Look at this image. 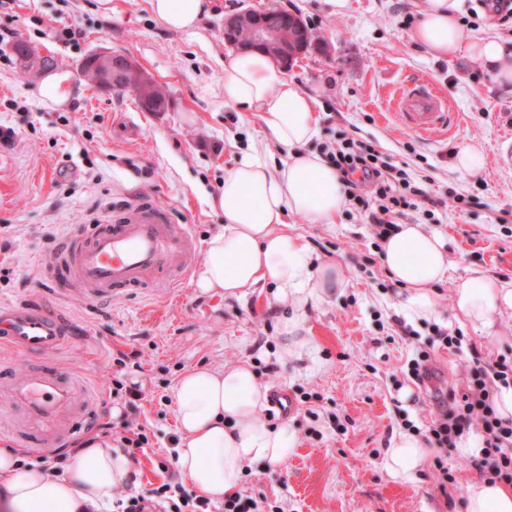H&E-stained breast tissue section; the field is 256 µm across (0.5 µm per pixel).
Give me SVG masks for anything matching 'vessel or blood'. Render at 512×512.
Returning a JSON list of instances; mask_svg holds the SVG:
<instances>
[{
	"instance_id": "b4317fda",
	"label": "vessel or blood",
	"mask_w": 512,
	"mask_h": 512,
	"mask_svg": "<svg viewBox=\"0 0 512 512\" xmlns=\"http://www.w3.org/2000/svg\"><path fill=\"white\" fill-rule=\"evenodd\" d=\"M397 107L406 128L420 134L435 131L450 117L443 101L423 84L404 88ZM190 244L185 225L173 223L169 212L152 201L141 200L99 217L56 256L45 275L56 288L77 284L88 299L95 300L140 286L150 274L173 266ZM70 334L64 320L36 303L20 310H0V344H8L24 358L42 359L22 376L7 380L6 397L23 416L22 434L40 436L47 451L59 448L57 425L75 399L73 384L47 357Z\"/></svg>"
}]
</instances>
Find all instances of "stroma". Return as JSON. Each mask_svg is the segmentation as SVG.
<instances>
[{
	"instance_id": "1",
	"label": "stroma",
	"mask_w": 512,
	"mask_h": 512,
	"mask_svg": "<svg viewBox=\"0 0 512 512\" xmlns=\"http://www.w3.org/2000/svg\"><path fill=\"white\" fill-rule=\"evenodd\" d=\"M427 0H349L336 14L329 0H205L193 31L179 32L154 17L149 0H9L0 8V128L14 136L0 146V307L11 309L40 295L68 319L77 341L51 354L59 372L80 384L78 401L92 404L76 440L93 436L96 419L123 410L110 397L120 371L119 354L136 353L142 385L133 424L145 427L150 445L135 467V488H152L170 476L165 466L180 435L174 388L196 368L224 369L250 363L268 389H281L291 410L261 420L286 423L297 435L295 453L275 468L247 466L240 490L267 497L285 512H464V491L477 473L464 448L448 451L456 481L439 490L433 463L417 481L392 479L385 454L403 420L428 425L436 406L405 375L414 348L428 344L436 328L463 333L464 351H436L432 367L441 388L462 387L471 352L492 361L512 353V309L494 315L492 331L467 322L454 306L456 283L481 271L512 284V168L495 165L500 138L512 131V94L491 84L466 54L436 59L417 45L406 14ZM249 9L299 14L312 45L286 71L288 80L317 104L318 134L308 151L343 137L376 139L387 162L408 163L416 179L432 178L437 190L455 189L467 199L436 212L428 228L448 240L447 281L435 287L430 318L401 319L399 292L375 246L367 217L346 207L332 224L287 216L321 261L342 266L343 287L298 308L275 301L270 289L246 298L201 293L194 277L208 242L224 222L211 201L224 172L256 147L280 155L266 142L256 113L224 103L225 16ZM78 21L84 36L65 43L57 30ZM24 40L56 69L71 74V98L56 105L38 92V78L14 50ZM109 49L132 57L166 88L164 111L143 110L132 92L89 84L81 65ZM431 84L456 118L447 133L423 136L395 115L399 89ZM467 145L485 160L464 174L454 154ZM167 209L194 240L181 267L149 277L148 284L118 296L89 301L63 292L45 278V267L67 238L96 214L139 196ZM298 316L297 329L283 319Z\"/></svg>"
}]
</instances>
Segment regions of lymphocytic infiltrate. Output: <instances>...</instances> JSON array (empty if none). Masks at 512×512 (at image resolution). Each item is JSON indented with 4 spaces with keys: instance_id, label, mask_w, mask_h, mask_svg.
Returning <instances> with one entry per match:
<instances>
[{
    "instance_id": "obj_1",
    "label": "lymphocytic infiltrate",
    "mask_w": 512,
    "mask_h": 512,
    "mask_svg": "<svg viewBox=\"0 0 512 512\" xmlns=\"http://www.w3.org/2000/svg\"><path fill=\"white\" fill-rule=\"evenodd\" d=\"M328 164L335 167L350 202L366 210L374 235L384 239L398 231L397 219L406 210L422 211L424 205H459L465 198L455 191L431 198L428 187L416 182L407 169L384 160L375 143L349 137L324 149ZM462 337L437 330L428 347L417 349L407 363V374L415 384L428 383L432 377L429 362L434 351L461 350ZM512 385V360L501 357L487 362L473 356L466 372L463 391L449 390L438 403V412L421 431L429 447L438 451L434 468L439 488H447L455 477L442 451L456 447L465 435H480L482 446L470 465L480 479L512 485V417L499 415L494 395L499 386ZM121 512H263L262 503L242 494L225 497L222 504L197 495L182 479L173 477L157 487L128 494L119 499Z\"/></svg>"
}]
</instances>
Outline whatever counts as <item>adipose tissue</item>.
<instances>
[{
	"mask_svg": "<svg viewBox=\"0 0 512 512\" xmlns=\"http://www.w3.org/2000/svg\"><path fill=\"white\" fill-rule=\"evenodd\" d=\"M154 15L175 31L196 27L203 0H150ZM414 30L416 43L436 58L466 51L487 79L512 86V42L498 35L473 38L462 26V0H427ZM224 102L258 113L265 139L285 149L273 163L258 150L243 153L225 171L216 204L224 225L210 239L194 279L199 291L241 299L260 287L275 300L304 304L342 287L340 267L316 263L307 243L289 231L287 215L315 224L334 223L347 205L344 184L334 167L305 146L318 133L314 102L259 51L229 54L224 61ZM381 260L400 287L398 305L407 315L426 318L435 311L433 289L448 277L447 242L420 224L402 225L382 244ZM455 307L468 321L488 328L500 308H512V287L476 272L457 283ZM267 388L248 364L218 371L194 369L174 390L181 445L177 465L198 491L222 500L240 486L247 465L275 467L296 448L288 425L260 422ZM429 453L409 432L391 442L385 467L392 479L413 482ZM130 464L111 447L81 451L69 474L40 468L21 470L13 452L0 450V512H101L114 488L128 480ZM465 512H512V488L480 480L468 485Z\"/></svg>",
	"mask_w": 512,
	"mask_h": 512,
	"instance_id": "obj_1",
	"label": "adipose tissue"
}]
</instances>
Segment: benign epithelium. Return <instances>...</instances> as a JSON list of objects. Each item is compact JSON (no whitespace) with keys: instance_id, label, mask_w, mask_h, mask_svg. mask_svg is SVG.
Listing matches in <instances>:
<instances>
[{"instance_id":"1","label":"benign epithelium","mask_w":512,"mask_h":512,"mask_svg":"<svg viewBox=\"0 0 512 512\" xmlns=\"http://www.w3.org/2000/svg\"><path fill=\"white\" fill-rule=\"evenodd\" d=\"M241 31L248 35L244 46L236 40ZM224 41L236 50L247 47L263 51L286 69L305 53L309 33L302 19L295 14L282 13L281 23L274 26L269 21V14L246 11L224 18ZM89 62L84 76L97 86L118 89L125 84L127 77L132 76L138 79L135 91L140 97L147 93V89L156 86L153 79L126 55L98 51L91 54Z\"/></svg>"}]
</instances>
